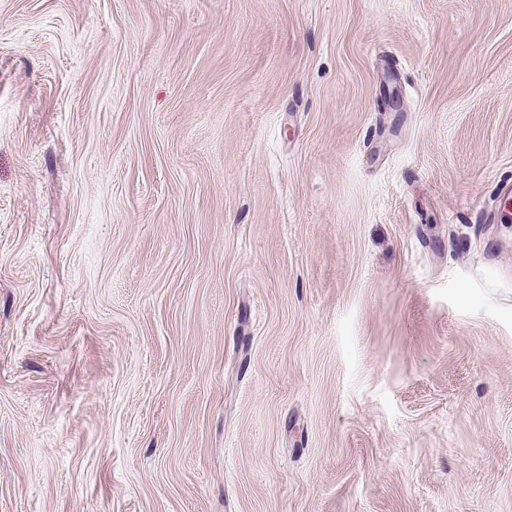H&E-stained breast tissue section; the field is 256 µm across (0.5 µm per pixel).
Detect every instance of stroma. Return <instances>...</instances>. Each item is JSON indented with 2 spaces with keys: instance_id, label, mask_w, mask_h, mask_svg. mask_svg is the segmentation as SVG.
Masks as SVG:
<instances>
[{
  "instance_id": "obj_1",
  "label": "stroma",
  "mask_w": 512,
  "mask_h": 512,
  "mask_svg": "<svg viewBox=\"0 0 512 512\" xmlns=\"http://www.w3.org/2000/svg\"><path fill=\"white\" fill-rule=\"evenodd\" d=\"M512 0H0V512H512Z\"/></svg>"
}]
</instances>
